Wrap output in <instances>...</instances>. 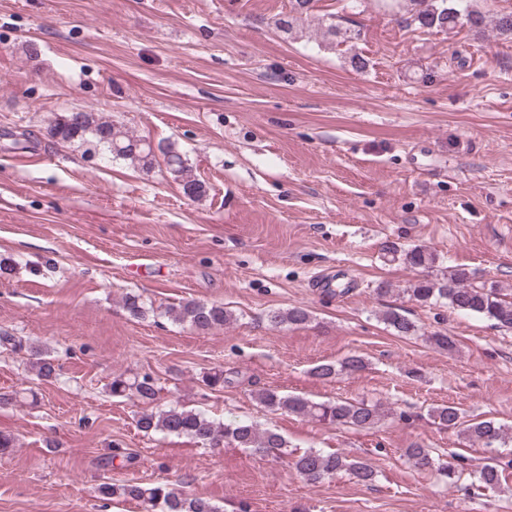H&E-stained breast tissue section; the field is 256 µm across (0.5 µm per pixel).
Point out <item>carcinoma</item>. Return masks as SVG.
I'll return each instance as SVG.
<instances>
[{
  "mask_svg": "<svg viewBox=\"0 0 512 512\" xmlns=\"http://www.w3.org/2000/svg\"><path fill=\"white\" fill-rule=\"evenodd\" d=\"M404 9L406 25L419 28L452 31L467 26L481 33L487 26L486 16L471 7L469 0H408V5L395 0ZM312 0H291L290 11L279 19V27L287 32L294 24L308 15ZM46 135L53 141L69 145H88L103 156L128 160L143 170H150L161 152L167 172L182 186L183 193L192 199L206 195L205 183L188 175L187 159L171 143L158 145L134 135L123 125L108 120L95 112H63L54 117L46 128ZM384 257L389 261L403 260L414 268H430L436 257L423 246L415 245L407 250L389 242L384 248ZM409 298L420 304L444 303L449 307L477 315L493 322L498 328L512 330V297L492 285L477 286L471 282L468 271L457 268L441 278L424 277L406 289ZM123 307L130 317L142 318L147 308L142 296L128 293L123 298ZM165 315L173 322L186 325L194 331L207 333L229 324L232 313L221 304H209L196 300H185L177 305L165 307ZM310 311L303 306H292L285 310L268 312L269 323L277 328L283 325L300 326L309 322ZM383 321L399 336H413L418 326L406 315L391 309L383 315ZM0 349L12 352L26 350L31 353V370L36 377L49 381L56 377L54 359L42 354L33 346L23 344L16 336L0 330ZM365 361L352 355L339 363H321L312 369L319 379H333L340 374H352L362 370ZM114 396H134L147 409L141 412L137 426L146 434L160 432L165 435L186 437L198 443L214 446L221 442L246 448L254 453H288V441L272 429H262L251 420H239L230 424L215 421L205 412L185 407L155 406L158 390L154 379L145 374L131 379L117 378L110 384ZM254 399L269 411H284L292 415L317 420L332 426L367 429L377 424L382 417L380 405L364 400H332L315 402L309 398L265 389L254 394ZM430 416L439 425L456 430L472 443L486 448L505 446L512 442V430L494 420H479L466 423L459 408L441 405L430 410ZM405 456L418 469L434 470L448 479V486L458 484L464 474L474 477L479 488H494L499 481V464L490 458L483 465L468 468L462 458L443 461L433 451L420 444L405 449ZM297 473L311 484L319 483L338 474L346 473L356 481L367 484L374 480L375 471L361 458H350L338 452L310 448L292 461ZM105 498L132 499L141 505L143 512H221L210 501L189 497L166 484L143 486L138 482L104 483L99 488Z\"/></svg>",
  "mask_w": 512,
  "mask_h": 512,
  "instance_id": "cac0c4a2",
  "label": "carcinoma"
}]
</instances>
